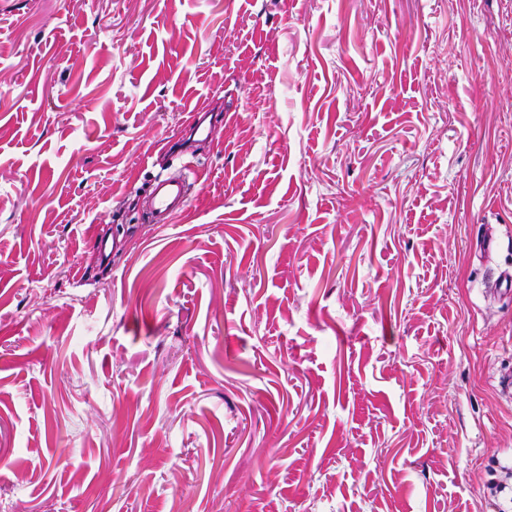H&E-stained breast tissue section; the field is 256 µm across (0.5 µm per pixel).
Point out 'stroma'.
Here are the masks:
<instances>
[{
    "mask_svg": "<svg viewBox=\"0 0 512 512\" xmlns=\"http://www.w3.org/2000/svg\"><path fill=\"white\" fill-rule=\"evenodd\" d=\"M507 271L512 0H0V512H512ZM197 109V112L190 113L185 131L193 137L197 134H206V138H208L212 134L217 122L211 120L208 127L203 126L204 119L209 115L211 110L209 109V105L205 104V102H202ZM189 186L183 178H159L150 194L152 224H172L186 209L189 202Z\"/></svg>",
    "mask_w": 512,
    "mask_h": 512,
    "instance_id": "obj_1",
    "label": "stroma"
}]
</instances>
